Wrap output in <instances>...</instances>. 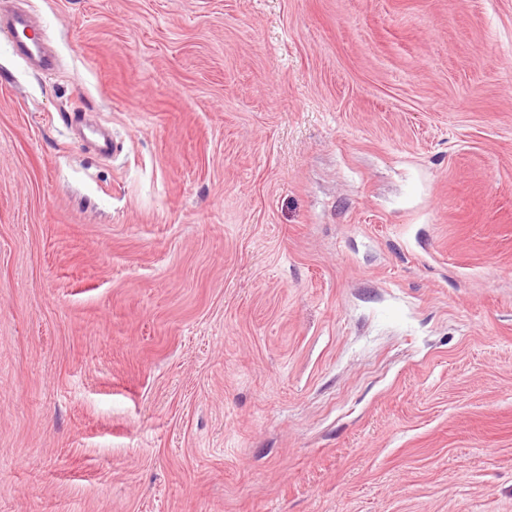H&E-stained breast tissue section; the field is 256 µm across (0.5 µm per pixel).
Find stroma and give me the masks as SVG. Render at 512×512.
I'll use <instances>...</instances> for the list:
<instances>
[{"label": "stroma", "mask_w": 512, "mask_h": 512, "mask_svg": "<svg viewBox=\"0 0 512 512\" xmlns=\"http://www.w3.org/2000/svg\"><path fill=\"white\" fill-rule=\"evenodd\" d=\"M0 7V512H512V0ZM29 26V19L24 14H16L7 22L0 24V38L6 39L12 43L19 42L24 36L23 33L20 32L19 27H27ZM25 37V36H24ZM26 38V37H25ZM30 46L26 45V49L29 52H32V48L38 49L41 43V37L38 35H34L32 38H26Z\"/></svg>", "instance_id": "stroma-1"}]
</instances>
